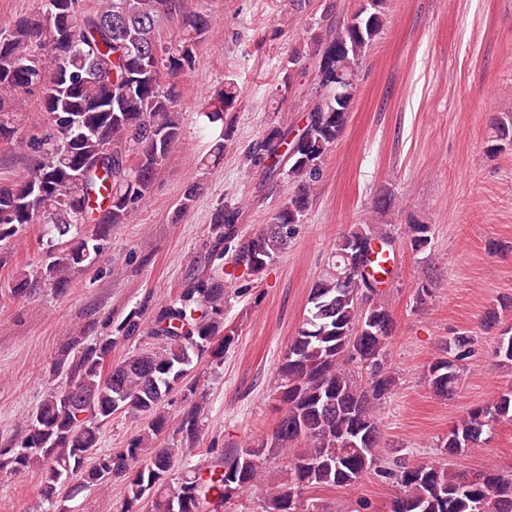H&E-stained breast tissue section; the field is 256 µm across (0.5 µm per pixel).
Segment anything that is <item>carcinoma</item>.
Wrapping results in <instances>:
<instances>
[{"label":"carcinoma","mask_w":512,"mask_h":512,"mask_svg":"<svg viewBox=\"0 0 512 512\" xmlns=\"http://www.w3.org/2000/svg\"><path fill=\"white\" fill-rule=\"evenodd\" d=\"M384 2L362 0L330 38L313 35L311 49L288 57L290 73L315 61L316 91L307 95L287 78L283 94L307 112V125L298 131L274 125L252 152L254 166L270 176L277 170L270 159L297 132L286 162L288 191L269 222L241 235L239 207L218 204L209 273L148 313L77 329L52 360L55 383L46 397L10 447L0 448L1 475L39 470L41 497L50 506L61 490L75 496L118 482V512H225L258 484L265 487L263 512H324L305 497L308 490L344 488L369 475L398 488L389 512H512V470L491 466L470 475L447 463L480 446L494 424L512 421V388L468 408L437 445L438 462L415 463L408 448L383 449L377 408L396 383L389 363L395 320L371 268L373 254L388 253L396 241L376 224L352 225L313 284L308 313L275 372L280 416L271 432L246 448H207L202 464L191 460L207 396L189 376L209 358L222 360L235 343L236 330L224 326L232 285L224 279V254L231 253L233 269L257 276L288 248L346 130L358 68L386 23ZM180 11V0H102L93 12L82 0H43L37 14L0 31V140L38 153L25 177L0 188V242L29 224L44 225L48 235L45 262L23 273L14 292H66L71 274L94 262L112 227L128 223L149 194L182 137L173 79L194 68L197 46L214 29L210 16L186 15L178 39L162 44L160 17ZM62 28L71 38L63 57L55 39ZM30 92L40 94L51 129L40 140L19 135L8 112L11 97ZM238 99L228 80L199 109L208 123H222L214 157L232 145L226 117ZM430 241V225H408L403 243L411 250L423 251ZM97 327L96 341L86 343L85 332ZM121 345L133 350L114 363L112 351ZM476 346L471 331L444 342L428 367L437 396L455 394ZM494 356L512 367V328L499 337ZM178 388L194 400L173 421L165 402ZM118 413L144 416L146 425L124 446L102 452L103 428ZM273 457L288 459L283 482L266 471Z\"/></svg>","instance_id":"cac0c4a2"}]
</instances>
